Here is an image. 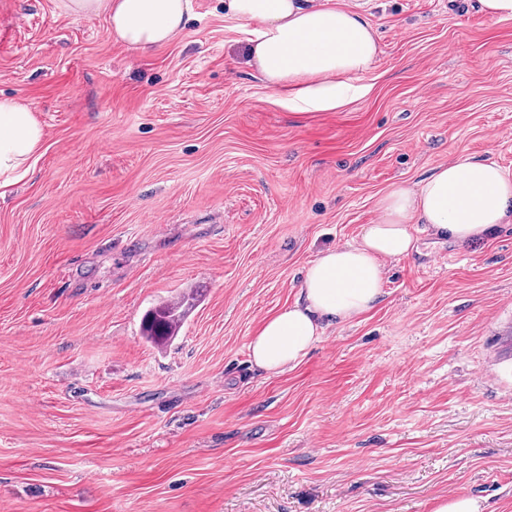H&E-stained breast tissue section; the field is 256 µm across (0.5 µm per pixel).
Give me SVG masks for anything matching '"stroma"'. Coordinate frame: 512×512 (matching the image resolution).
I'll return each instance as SVG.
<instances>
[{
  "label": "stroma",
  "instance_id": "stroma-1",
  "mask_svg": "<svg viewBox=\"0 0 512 512\" xmlns=\"http://www.w3.org/2000/svg\"><path fill=\"white\" fill-rule=\"evenodd\" d=\"M357 2L370 94L298 115L224 0L144 55L60 0H0V97L45 130L0 196V512H512V224L469 247L415 225L368 314L283 374L249 363L393 184L462 153L512 174V18ZM185 293L154 347L145 312ZM193 295H182L176 301L164 303L149 310L143 320V335L156 346H164L174 339L188 312L195 305Z\"/></svg>",
  "mask_w": 512,
  "mask_h": 512
}]
</instances>
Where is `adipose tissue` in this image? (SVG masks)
<instances>
[{
    "label": "adipose tissue",
    "instance_id": "adipose-tissue-1",
    "mask_svg": "<svg viewBox=\"0 0 512 512\" xmlns=\"http://www.w3.org/2000/svg\"><path fill=\"white\" fill-rule=\"evenodd\" d=\"M75 17H104L108 33L147 53L172 42L194 14L193 0H63ZM225 15L252 25L249 64L279 104L299 114L335 112L371 87L374 28L345 0H224ZM33 104L0 98V189L25 177L45 133ZM377 218L357 242L320 252L298 296L268 316L248 350L253 366L279 375L298 366L326 330L370 312L383 294L385 265L415 250L412 227L464 246L512 224V175L463 154L415 184L398 183L375 203Z\"/></svg>",
    "mask_w": 512,
    "mask_h": 512
}]
</instances>
